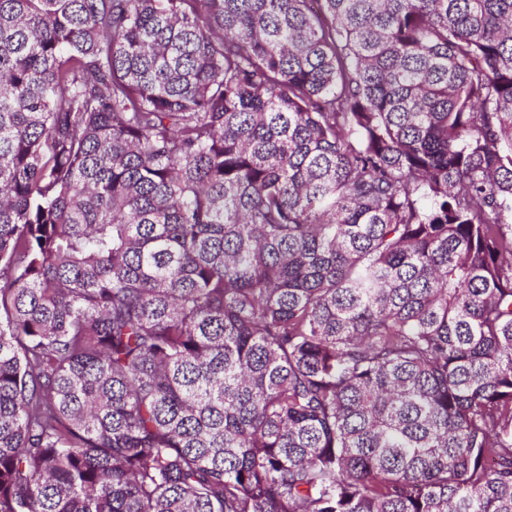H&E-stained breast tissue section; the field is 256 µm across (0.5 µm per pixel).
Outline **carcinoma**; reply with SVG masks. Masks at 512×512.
<instances>
[{"label": "carcinoma", "instance_id": "cac0c4a2", "mask_svg": "<svg viewBox=\"0 0 512 512\" xmlns=\"http://www.w3.org/2000/svg\"><path fill=\"white\" fill-rule=\"evenodd\" d=\"M0 512H512V0H0Z\"/></svg>", "mask_w": 512, "mask_h": 512}]
</instances>
